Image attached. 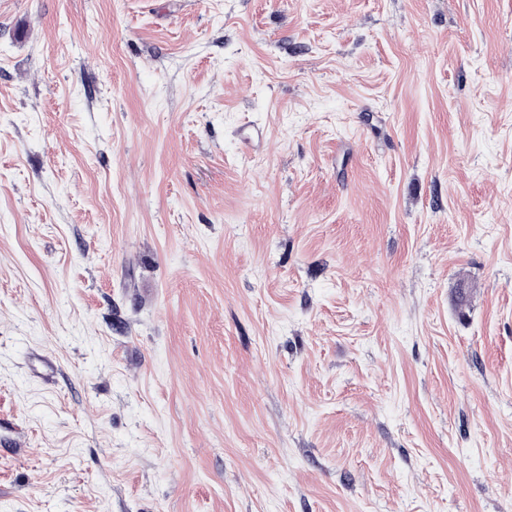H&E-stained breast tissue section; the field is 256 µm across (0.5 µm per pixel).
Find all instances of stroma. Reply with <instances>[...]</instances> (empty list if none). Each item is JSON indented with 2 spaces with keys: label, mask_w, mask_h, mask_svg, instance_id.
<instances>
[{
  "label": "stroma",
  "mask_w": 512,
  "mask_h": 512,
  "mask_svg": "<svg viewBox=\"0 0 512 512\" xmlns=\"http://www.w3.org/2000/svg\"><path fill=\"white\" fill-rule=\"evenodd\" d=\"M11 442L0 512H512V0H0Z\"/></svg>",
  "instance_id": "1"
}]
</instances>
